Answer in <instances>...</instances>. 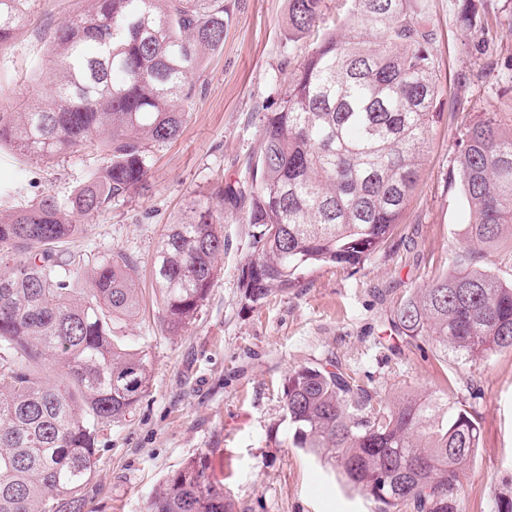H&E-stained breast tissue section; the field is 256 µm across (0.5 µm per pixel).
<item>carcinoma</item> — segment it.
<instances>
[{"mask_svg": "<svg viewBox=\"0 0 512 512\" xmlns=\"http://www.w3.org/2000/svg\"><path fill=\"white\" fill-rule=\"evenodd\" d=\"M36 2L0 0V47L33 23ZM323 2L288 0L291 38L311 31ZM225 14L224 0H91L54 32L49 104L0 111V148L46 164L106 154L68 197L0 210V512H85L101 432L149 388L146 354L116 332L139 309L136 263L106 253L84 288L69 243L80 218L143 185L151 145L179 135ZM349 16L348 33L325 36L265 114L250 185H219L166 225L152 273L168 335L197 320L221 272L227 203L253 227L240 277L252 305L318 266L357 267L401 223L440 96L427 0H350ZM460 18L482 25L474 0H461ZM450 179L469 207L463 242L389 329L469 362L512 350V281L487 267L493 247L512 250V123L489 112L466 127ZM284 405L295 445L340 468L378 512H463L479 427L447 392L383 397L339 364L300 366ZM146 512L236 510L192 460L157 484Z\"/></svg>", "mask_w": 512, "mask_h": 512, "instance_id": "cac0c4a2", "label": "carcinoma"}]
</instances>
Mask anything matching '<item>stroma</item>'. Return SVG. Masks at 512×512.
Segmentation results:
<instances>
[{
	"label": "stroma",
	"mask_w": 512,
	"mask_h": 512,
	"mask_svg": "<svg viewBox=\"0 0 512 512\" xmlns=\"http://www.w3.org/2000/svg\"><path fill=\"white\" fill-rule=\"evenodd\" d=\"M483 28L457 19L456 0H429L443 117L434 124L416 188L393 236L353 270L313 269L294 288L254 307L239 277L251 258V225L224 210V258L201 312L182 335L160 322L151 259L167 224L220 183L251 181L264 113L288 91L323 32L348 30L347 0H325L322 21L288 38V0H226L224 43L208 53L190 119L174 140L152 146L144 189L103 216L86 217L73 244L85 266L117 249L137 264L140 307L120 329L146 353L151 385L126 420L107 428L85 489L90 512H145L157 483L200 459L236 512H378L332 466L293 445L282 396L288 373L335 359L392 397L447 391L473 407L479 446L461 496L465 512H493L512 483V350L474 362L443 359L391 337L401 302L451 264L468 206L448 175L465 123L487 112L512 116V0H475ZM86 0H38L36 20L0 50V102L46 98L52 33ZM104 162L88 149L49 167L0 151V191L11 206L49 192L67 197Z\"/></svg>",
	"instance_id": "1"
}]
</instances>
